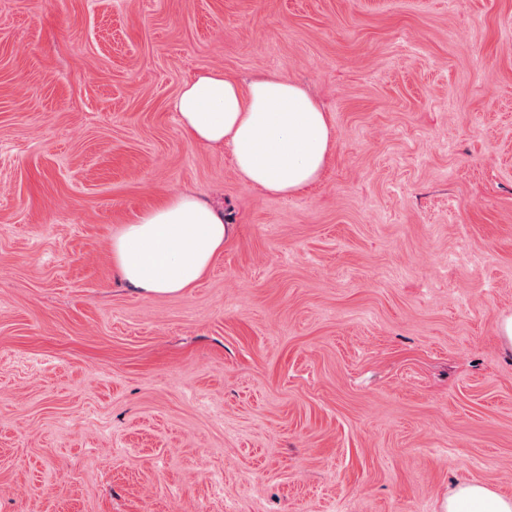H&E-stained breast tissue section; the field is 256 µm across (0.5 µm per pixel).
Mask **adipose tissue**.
Wrapping results in <instances>:
<instances>
[{
  "instance_id": "1",
  "label": "adipose tissue",
  "mask_w": 512,
  "mask_h": 512,
  "mask_svg": "<svg viewBox=\"0 0 512 512\" xmlns=\"http://www.w3.org/2000/svg\"><path fill=\"white\" fill-rule=\"evenodd\" d=\"M183 138L228 147L243 185L288 197L318 182L335 143L334 127L300 84L268 75L241 82L206 70L171 100ZM232 237L222 210L193 190L166 196L114 234L112 269L130 288L171 296L195 287ZM444 512H512V498L484 481L448 490Z\"/></svg>"
}]
</instances>
